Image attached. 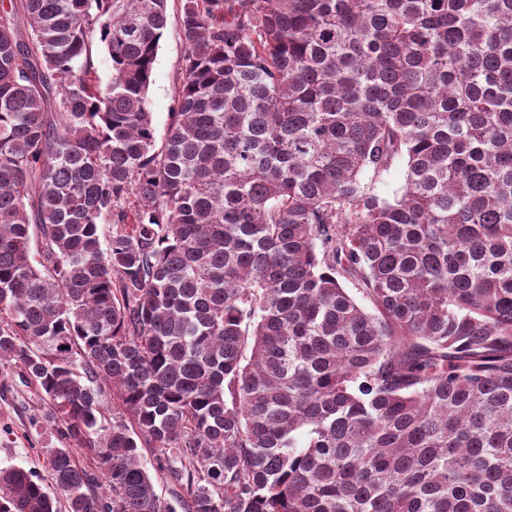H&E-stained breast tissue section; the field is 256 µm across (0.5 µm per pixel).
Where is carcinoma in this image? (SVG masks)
I'll return each mask as SVG.
<instances>
[{
    "instance_id": "cac0c4a2",
    "label": "carcinoma",
    "mask_w": 512,
    "mask_h": 512,
    "mask_svg": "<svg viewBox=\"0 0 512 512\" xmlns=\"http://www.w3.org/2000/svg\"><path fill=\"white\" fill-rule=\"evenodd\" d=\"M167 20L0 0V512H512V0H181L159 148ZM180 0L168 1L169 25L160 42L149 90V107L156 128L158 146L164 141L169 113L174 106L176 88L182 77L184 42L177 22ZM403 184L404 166L403 163H398L376 182L375 187L379 195L384 198L392 199L396 192L400 191ZM0 372V467L22 466L44 477L40 448L59 438L49 406L19 369L0 367Z\"/></svg>"
}]
</instances>
